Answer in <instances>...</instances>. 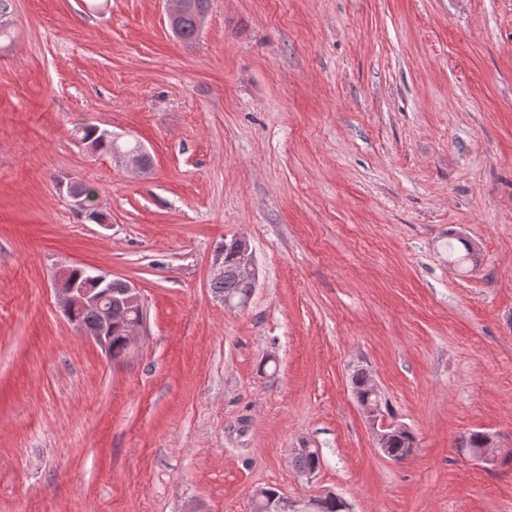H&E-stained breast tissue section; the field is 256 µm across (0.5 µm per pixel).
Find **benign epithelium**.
Returning <instances> with one entry per match:
<instances>
[{"mask_svg":"<svg viewBox=\"0 0 512 512\" xmlns=\"http://www.w3.org/2000/svg\"><path fill=\"white\" fill-rule=\"evenodd\" d=\"M141 154L143 151L140 148L134 152L116 151L112 154V158L126 164L135 173H144L146 169L141 165ZM234 241L238 251L234 272L248 284V287L253 289L256 283V273L249 242L240 235L234 237ZM71 271L70 267L59 271L58 288H56L59 305L70 319L73 318V313L77 309L96 310L99 317L98 326L86 331V335L91 337L106 354L110 355L112 354V337L109 336V330L112 328V315L109 307L112 304V289L108 288L109 275L92 270L89 282L79 283L70 279ZM119 303L132 314V317L122 325L124 346L128 350L145 323L143 301L139 289L130 282L123 281ZM361 407L373 431L376 446L384 455H389L387 448L389 437L392 432L403 428V424L388 420L385 411L379 405L366 402L361 404ZM494 447L493 435L484 434V447L476 449L472 453V459L491 466L497 465L499 456ZM283 503L284 499L271 495L264 487L255 489L251 498L254 512H281Z\"/></svg>","mask_w":512,"mask_h":512,"instance_id":"benign-epithelium-1","label":"benign epithelium"}]
</instances>
